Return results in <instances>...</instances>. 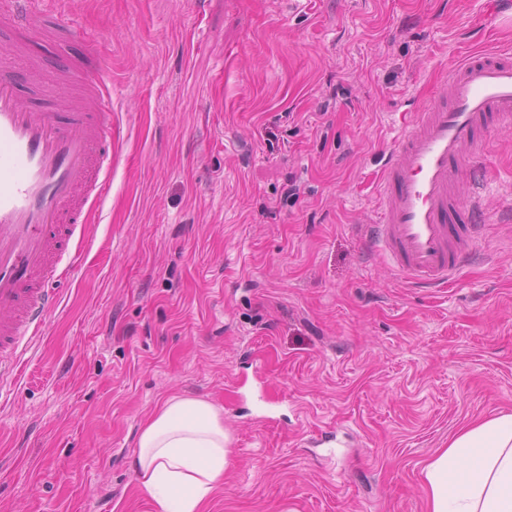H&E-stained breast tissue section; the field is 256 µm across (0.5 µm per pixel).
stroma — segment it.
<instances>
[{"mask_svg":"<svg viewBox=\"0 0 512 512\" xmlns=\"http://www.w3.org/2000/svg\"><path fill=\"white\" fill-rule=\"evenodd\" d=\"M502 2L488 36L482 0H70L108 56L112 191L0 387V512H158L131 459L172 394L230 437L206 512H427L425 462L512 411V128L445 289L367 247L373 155L466 53L512 51Z\"/></svg>","mask_w":512,"mask_h":512,"instance_id":"1","label":"stroma"}]
</instances>
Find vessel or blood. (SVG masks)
Listing matches in <instances>:
<instances>
[{
    "label": "vessel or blood",
    "mask_w": 512,
    "mask_h": 512,
    "mask_svg": "<svg viewBox=\"0 0 512 512\" xmlns=\"http://www.w3.org/2000/svg\"><path fill=\"white\" fill-rule=\"evenodd\" d=\"M45 0H0V25L30 33L51 28L56 44L83 40L76 19ZM103 56L78 69L85 106L43 112L21 88L37 73L15 46L0 51V377L18 372L58 302L49 288L70 242L112 188V91ZM512 123V54L475 52L448 70L420 108L390 126L376 159L377 220L366 237L391 269L421 288L446 285L478 249L487 228L470 202L460 224L450 189L478 153L480 131Z\"/></svg>",
    "instance_id": "b4317fda"
}]
</instances>
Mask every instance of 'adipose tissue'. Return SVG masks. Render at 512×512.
I'll return each mask as SVG.
<instances>
[{"label":"adipose tissue","instance_id":"adipose-tissue-1","mask_svg":"<svg viewBox=\"0 0 512 512\" xmlns=\"http://www.w3.org/2000/svg\"><path fill=\"white\" fill-rule=\"evenodd\" d=\"M228 445L211 403L166 397L143 424L132 457L141 492L160 512H204L224 481ZM422 475L428 512H512V412L462 427Z\"/></svg>","mask_w":512,"mask_h":512}]
</instances>
